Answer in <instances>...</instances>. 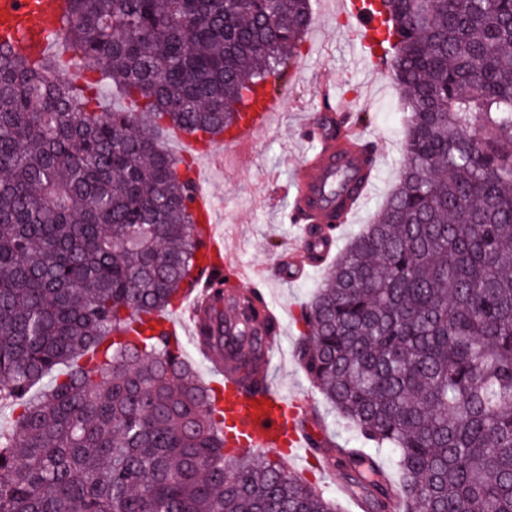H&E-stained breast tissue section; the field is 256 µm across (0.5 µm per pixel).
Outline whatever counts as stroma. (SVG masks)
<instances>
[{"mask_svg": "<svg viewBox=\"0 0 512 512\" xmlns=\"http://www.w3.org/2000/svg\"><path fill=\"white\" fill-rule=\"evenodd\" d=\"M337 9L338 0H312V24L298 59L302 75L297 80L287 76L277 82L275 90L282 93L283 105L271 129L244 148L226 147L218 155L206 149L198 151L194 167L200 185L215 200L229 262L248 268L251 279L262 284L280 316L279 346L271 355L268 369L270 384L308 405L309 416L319 417L329 433L340 436L344 433L341 421L310 384L293 355L299 334L294 317L320 285L324 270L309 267L297 277L283 275L286 249L298 240L301 227L290 222L292 200L280 193L279 187L291 181L311 147L302 135V124L307 118L321 121L319 82L324 72H333L338 80L337 98H349L354 110L368 113L361 138L377 147V192L343 227L336 247L344 249L377 216L395 184L403 114L400 89L388 73L373 76L378 92L371 96L363 86L364 76L351 69L348 31Z\"/></svg>", "mask_w": 512, "mask_h": 512, "instance_id": "35a3bbf8", "label": "stroma"}]
</instances>
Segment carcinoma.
Wrapping results in <instances>:
<instances>
[{"label": "carcinoma", "instance_id": "carcinoma-1", "mask_svg": "<svg viewBox=\"0 0 512 512\" xmlns=\"http://www.w3.org/2000/svg\"><path fill=\"white\" fill-rule=\"evenodd\" d=\"M401 163L301 305L294 355L359 447L314 455L362 512H512V0H380ZM311 0H66L60 37L137 108L0 43V512H341L279 459L225 451L183 346L131 339L199 259L192 165L301 55ZM317 261L330 225L311 224ZM258 288L209 291L196 343L252 392L277 335ZM50 377L49 387L35 388ZM93 78L98 80V94L101 101L108 110H129L132 105L121 93L112 90V85L106 78L102 79L101 74L94 73ZM102 79V80H101ZM194 140L192 137L176 130L163 128L158 133V141L171 155H176L187 148V142Z\"/></svg>", "mask_w": 512, "mask_h": 512}]
</instances>
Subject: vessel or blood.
<instances>
[{"label": "vessel or blood", "instance_id": "obj_1", "mask_svg": "<svg viewBox=\"0 0 512 512\" xmlns=\"http://www.w3.org/2000/svg\"><path fill=\"white\" fill-rule=\"evenodd\" d=\"M65 0H0V41L23 45L28 54L41 56L50 46L49 33L64 11ZM349 35L348 42L354 70L372 68L381 72L382 51L376 45L378 18L369 10L370 0H339ZM282 107L281 98L274 93L261 96L244 113L239 124L227 133L226 144L237 146L250 136L265 132L273 115ZM305 137L314 142L315 151L299 164L291 185L292 215L311 216L314 223L341 226L349 223L361 205L375 189L373 178H365L351 193L344 206H337L336 198L327 190L343 169L356 173L361 159L356 146L357 128L346 125L336 137L323 138L312 122H304ZM193 207L204 226L201 259L194 279L186 291L190 318H199L207 296V288L214 276L212 257L223 254L224 240L215 234V209L211 197L197 190ZM165 332L173 340H181L177 324L161 314L151 315L149 321L136 320L129 326L133 336L146 334L149 328ZM216 406L224 414L225 437L230 447L239 451H282L289 460L311 459L310 438L296 427L302 409L290 402L280 390L271 388L255 396L241 388L233 378L217 382Z\"/></svg>", "mask_w": 512, "mask_h": 512}]
</instances>
